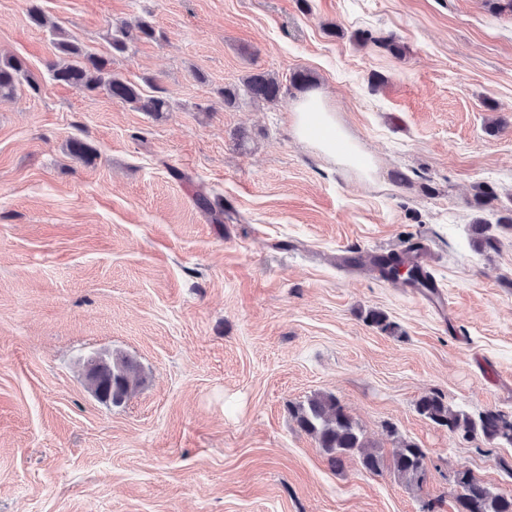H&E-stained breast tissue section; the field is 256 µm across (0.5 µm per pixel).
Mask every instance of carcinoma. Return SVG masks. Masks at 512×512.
<instances>
[{
  "label": "carcinoma",
  "mask_w": 512,
  "mask_h": 512,
  "mask_svg": "<svg viewBox=\"0 0 512 512\" xmlns=\"http://www.w3.org/2000/svg\"><path fill=\"white\" fill-rule=\"evenodd\" d=\"M28 2L30 22L49 32L59 54V59L48 66L51 80L83 93L103 90L140 112L159 114L171 110V101L156 79L146 77L144 84L140 85L112 72V57L125 53L128 41H159L165 38L150 20L143 18L133 28L123 25L116 28L108 40V52L100 54L73 41L62 27L48 21L38 0ZM22 84L34 93L40 91L38 80L23 58L0 56V94H12ZM218 94L228 107L236 106L242 94L252 101L276 105L284 99L285 90L276 74L257 69L242 79V86H227L219 89ZM474 200L479 208L496 215V220L492 223L480 218L471 225L473 246L479 250L494 249L499 242L494 230L512 231V209H496L497 193L489 184L475 186ZM403 264L405 261L400 254L389 253L373 264L372 270L383 280L393 283L395 279L390 277L391 269ZM366 320L383 332L399 333L400 326L389 321L379 310L368 311ZM112 379L122 381L132 392L143 382L141 367L133 358L115 353L112 355ZM416 412L438 426L449 428L454 434L512 447V436H500L499 410H486L475 417L451 406L442 395L430 393L416 402ZM290 414L299 428L315 439L331 469H341L346 460L356 458L367 472L381 475L387 471L409 488L420 490L426 483L427 456L424 449L404 441L390 458H385L380 449L366 443L358 425L335 395L317 393L304 403L290 406ZM455 503L456 512H512V494L495 493L474 476L467 482L465 493L455 496Z\"/></svg>",
  "instance_id": "cac0c4a2"
}]
</instances>
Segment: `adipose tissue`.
I'll use <instances>...</instances> for the list:
<instances>
[{
  "label": "adipose tissue",
  "mask_w": 512,
  "mask_h": 512,
  "mask_svg": "<svg viewBox=\"0 0 512 512\" xmlns=\"http://www.w3.org/2000/svg\"><path fill=\"white\" fill-rule=\"evenodd\" d=\"M293 130L297 139L328 156L337 157L339 163L354 166L362 174H371L372 169L362 159L359 145L347 139L336 122V114L325 96L318 91L303 95L295 104ZM344 142V150H337V142Z\"/></svg>",
  "instance_id": "adipose-tissue-1"
}]
</instances>
